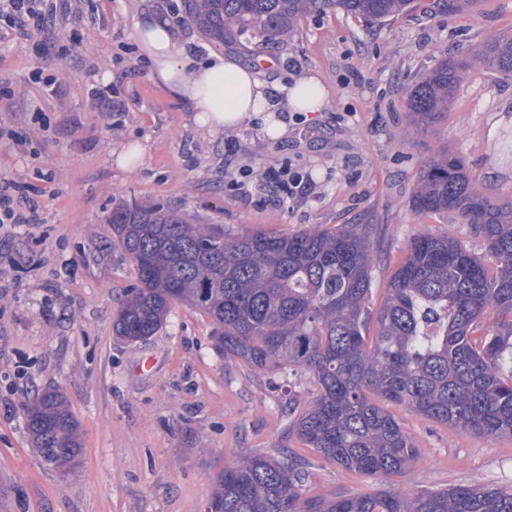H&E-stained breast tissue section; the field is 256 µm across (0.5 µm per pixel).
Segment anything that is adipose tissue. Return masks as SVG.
Wrapping results in <instances>:
<instances>
[{"instance_id":"1","label":"adipose tissue","mask_w":512,"mask_h":512,"mask_svg":"<svg viewBox=\"0 0 512 512\" xmlns=\"http://www.w3.org/2000/svg\"><path fill=\"white\" fill-rule=\"evenodd\" d=\"M135 27L153 78L184 103L198 126L210 132L234 129L254 119L266 137L277 140L288 133L289 113L309 114L325 107L316 77L270 84L254 68L224 55L198 58L178 48L168 20L158 12L142 15Z\"/></svg>"}]
</instances>
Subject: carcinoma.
Listing matches in <instances>:
<instances>
[{
  "label": "carcinoma",
  "mask_w": 512,
  "mask_h": 512,
  "mask_svg": "<svg viewBox=\"0 0 512 512\" xmlns=\"http://www.w3.org/2000/svg\"><path fill=\"white\" fill-rule=\"evenodd\" d=\"M413 0H188V19L213 45L231 35L285 41L314 14L341 11L368 23L405 15ZM512 77V30L439 59L408 93L411 122L427 130L448 112L474 63ZM418 215L469 225L481 258L460 241L417 233L379 307L372 296L374 225L319 226L293 234L231 233L136 200L112 208L116 244L137 283L113 313L129 341L158 333L179 304L213 325V347L260 373L310 376L318 393L294 411L297 439L342 468L385 478L418 449L388 410L489 441L512 436V200L478 192L448 150L428 160L411 199ZM32 447L61 475L77 471L80 425L64 394L48 389L25 406ZM306 463L251 453L224 466L207 512H512V491L452 486L420 493L381 489L306 497Z\"/></svg>",
  "instance_id": "1"
}]
</instances>
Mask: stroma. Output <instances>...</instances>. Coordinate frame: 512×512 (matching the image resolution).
Listing matches in <instances>:
<instances>
[{
	"instance_id": "obj_1",
	"label": "stroma",
	"mask_w": 512,
	"mask_h": 512,
	"mask_svg": "<svg viewBox=\"0 0 512 512\" xmlns=\"http://www.w3.org/2000/svg\"><path fill=\"white\" fill-rule=\"evenodd\" d=\"M170 4L57 0L48 28L0 21V187L26 186L39 213L0 230V512H205L214 476L244 452L305 459L308 496L512 490L511 438L482 441L400 406L392 412L418 449L403 475L384 482L323 459L288 432L284 374L220 358L210 321L190 307L176 306L150 339L122 342L112 310L136 270L106 222L114 203L134 198L234 232L373 224L377 301L421 230L482 253L468 225L417 215L410 198L421 167L446 148L483 193L512 199V78L474 66L426 131L411 123L407 94L443 53L512 28V0L375 24L330 11L269 47L225 38L222 53L264 80H320L324 111L291 121L278 141L249 119L210 134L154 80L135 20ZM106 90L127 113L99 110ZM133 145L140 157L118 166ZM271 167L299 170L307 192L242 193L249 171ZM48 388L64 393L84 434L83 464L65 478L25 425V402Z\"/></svg>"
}]
</instances>
